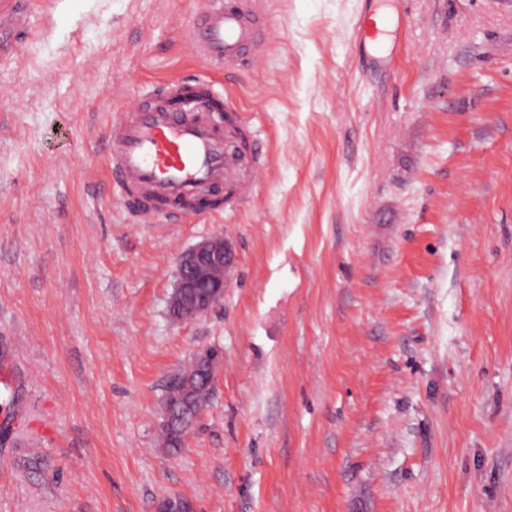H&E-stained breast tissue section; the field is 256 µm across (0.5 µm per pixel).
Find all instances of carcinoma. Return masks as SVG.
Here are the masks:
<instances>
[{
    "instance_id": "1",
    "label": "carcinoma",
    "mask_w": 512,
    "mask_h": 512,
    "mask_svg": "<svg viewBox=\"0 0 512 512\" xmlns=\"http://www.w3.org/2000/svg\"><path fill=\"white\" fill-rule=\"evenodd\" d=\"M220 363L221 357L216 354L201 361H192L169 389L164 399V447L171 450L181 447L184 434L210 400L213 379Z\"/></svg>"
}]
</instances>
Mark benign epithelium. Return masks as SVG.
<instances>
[{
	"label": "benign epithelium",
	"instance_id": "7a95c632",
	"mask_svg": "<svg viewBox=\"0 0 512 512\" xmlns=\"http://www.w3.org/2000/svg\"><path fill=\"white\" fill-rule=\"evenodd\" d=\"M236 255L226 238L214 234L183 253L178 260V273L170 306H178L193 297L192 290L209 291V304L218 303L224 296Z\"/></svg>",
	"mask_w": 512,
	"mask_h": 512
}]
</instances>
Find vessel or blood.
<instances>
[{
  "instance_id": "vessel-or-blood-1",
  "label": "vessel or blood",
  "mask_w": 512,
  "mask_h": 512,
  "mask_svg": "<svg viewBox=\"0 0 512 512\" xmlns=\"http://www.w3.org/2000/svg\"><path fill=\"white\" fill-rule=\"evenodd\" d=\"M28 0H0V59L14 55L27 28ZM265 0H201L187 23L188 43L204 73L146 86L113 112L104 137L109 181L125 208L144 222L210 215L250 202L266 168L263 148L232 105L220 99L214 72L253 69L267 49ZM385 32L363 15L357 36L375 48Z\"/></svg>"
}]
</instances>
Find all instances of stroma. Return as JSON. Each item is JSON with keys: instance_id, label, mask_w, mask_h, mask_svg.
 <instances>
[{"instance_id": "obj_1", "label": "stroma", "mask_w": 512, "mask_h": 512, "mask_svg": "<svg viewBox=\"0 0 512 512\" xmlns=\"http://www.w3.org/2000/svg\"><path fill=\"white\" fill-rule=\"evenodd\" d=\"M257 70L217 78L267 151L257 198L134 221L115 107L199 71L200 0H31L0 61V512H512V0H266ZM390 15L393 63L356 38ZM221 233L220 305L169 316ZM222 351L168 451L164 397ZM236 255L222 234H214L183 253L178 260V273L170 306L183 304L193 297L192 290L209 291V305L217 304L224 296ZM222 278H218L217 271Z\"/></svg>"}]
</instances>
